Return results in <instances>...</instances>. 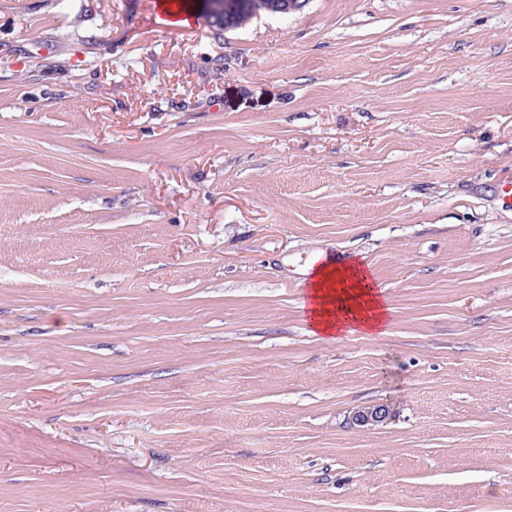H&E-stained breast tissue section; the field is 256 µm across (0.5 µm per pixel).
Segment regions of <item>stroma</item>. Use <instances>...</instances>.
Listing matches in <instances>:
<instances>
[{
	"label": "stroma",
	"instance_id": "obj_1",
	"mask_svg": "<svg viewBox=\"0 0 512 512\" xmlns=\"http://www.w3.org/2000/svg\"><path fill=\"white\" fill-rule=\"evenodd\" d=\"M156 2L0 0V512H512V0ZM227 4L224 0H203V14L202 16L206 19L207 23L212 24L216 21L222 22L224 20V26L227 22ZM215 27L216 34H221L224 31L223 24L215 23L211 25ZM322 262L316 257L311 261L313 267ZM377 290L357 263L323 264L314 269L301 307L309 314L313 329L326 340L334 342L353 333L376 338L386 334L391 312ZM390 410L384 405H370L358 408L352 415V423L358 426L375 425L385 421Z\"/></svg>",
	"mask_w": 512,
	"mask_h": 512
}]
</instances>
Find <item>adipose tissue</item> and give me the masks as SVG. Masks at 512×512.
<instances>
[{
    "label": "adipose tissue",
    "instance_id": "adipose-tissue-1",
    "mask_svg": "<svg viewBox=\"0 0 512 512\" xmlns=\"http://www.w3.org/2000/svg\"><path fill=\"white\" fill-rule=\"evenodd\" d=\"M301 306L313 329L332 342L353 333L385 335L391 312L370 275L343 264L316 267Z\"/></svg>",
    "mask_w": 512,
    "mask_h": 512
}]
</instances>
